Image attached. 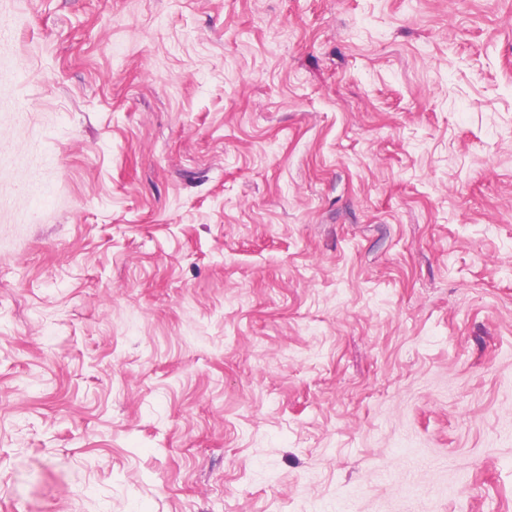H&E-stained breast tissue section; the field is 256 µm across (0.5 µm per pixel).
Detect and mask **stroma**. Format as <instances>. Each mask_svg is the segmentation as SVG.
Wrapping results in <instances>:
<instances>
[{"label": "stroma", "instance_id": "1", "mask_svg": "<svg viewBox=\"0 0 512 512\" xmlns=\"http://www.w3.org/2000/svg\"><path fill=\"white\" fill-rule=\"evenodd\" d=\"M0 512H512V0H0Z\"/></svg>", "mask_w": 512, "mask_h": 512}]
</instances>
